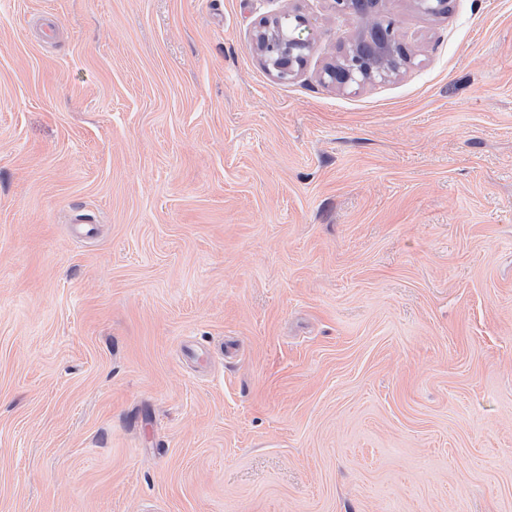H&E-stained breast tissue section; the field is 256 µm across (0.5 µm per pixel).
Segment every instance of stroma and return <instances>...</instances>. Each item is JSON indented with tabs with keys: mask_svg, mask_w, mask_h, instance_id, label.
<instances>
[{
	"mask_svg": "<svg viewBox=\"0 0 512 512\" xmlns=\"http://www.w3.org/2000/svg\"><path fill=\"white\" fill-rule=\"evenodd\" d=\"M450 5L339 88L331 0H0V512H512V0ZM285 18L292 21L283 26ZM303 22L301 15L288 13V16H276L259 23L256 34L258 50L279 80L289 81L295 77L306 61L310 43L295 34Z\"/></svg>",
	"mask_w": 512,
	"mask_h": 512,
	"instance_id": "35a3bbf8",
	"label": "stroma"
}]
</instances>
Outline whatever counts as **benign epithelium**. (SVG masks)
I'll return each mask as SVG.
<instances>
[{"mask_svg":"<svg viewBox=\"0 0 512 512\" xmlns=\"http://www.w3.org/2000/svg\"><path fill=\"white\" fill-rule=\"evenodd\" d=\"M416 3L419 9L432 16L445 15L450 9V0H416ZM303 22L301 15L290 13L284 18L277 16L259 23L258 50L281 81L295 77L306 61L310 43L296 36V30ZM367 42L369 34L365 28L348 42L336 65L326 69L325 75L330 82L345 86L386 79L408 61V55L394 33L374 46L369 55L362 52Z\"/></svg>","mask_w":512,"mask_h":512,"instance_id":"1","label":"benign epithelium"}]
</instances>
